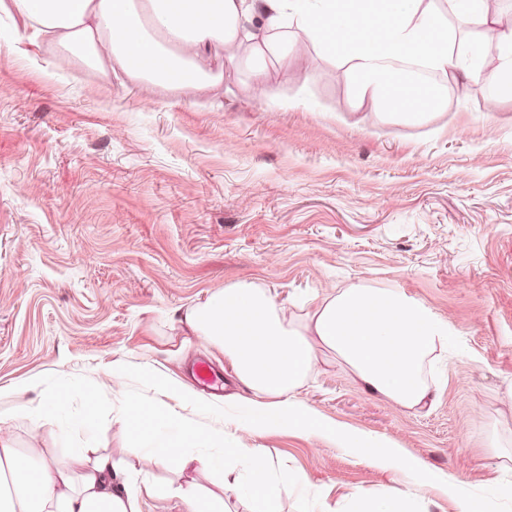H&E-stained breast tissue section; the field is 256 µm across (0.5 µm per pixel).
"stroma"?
Here are the masks:
<instances>
[{
    "mask_svg": "<svg viewBox=\"0 0 512 512\" xmlns=\"http://www.w3.org/2000/svg\"><path fill=\"white\" fill-rule=\"evenodd\" d=\"M0 19V416L16 447L58 463L111 453L142 512H185L193 485L218 491L229 448H262L290 483L281 512H512V101L483 82L450 86L412 124L354 107L344 70L301 45L270 73V96L240 83L224 49L204 68L220 84L171 88L97 80L76 59ZM301 107H293V100ZM275 289L290 317L363 284L398 288L453 332L419 412L365 392L317 352L296 396L322 417L399 448L435 474L380 467L297 429L244 427L227 395L247 388L223 352L181 324L224 286ZM209 365L221 385L198 384ZM66 380L65 392L55 385ZM22 395H14L19 382ZM208 402L195 417L224 432L194 468L156 465L119 417L126 398L163 399L158 382ZM55 399V415L29 412ZM94 411L95 424L81 419Z\"/></svg>",
    "mask_w": 512,
    "mask_h": 512,
    "instance_id": "1",
    "label": "stroma"
}]
</instances>
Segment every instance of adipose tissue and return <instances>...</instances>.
Returning a JSON list of instances; mask_svg holds the SVG:
<instances>
[{"instance_id": "ef3b65f1", "label": "adipose tissue", "mask_w": 512, "mask_h": 512, "mask_svg": "<svg viewBox=\"0 0 512 512\" xmlns=\"http://www.w3.org/2000/svg\"><path fill=\"white\" fill-rule=\"evenodd\" d=\"M0 10L20 19L33 37L48 38L63 53L80 54L103 72L127 81L170 87L214 84L199 64L212 47L233 50L232 61L259 93L269 70L294 47L299 31L312 48L344 67L356 102L419 123L437 109V93L403 68L410 60L452 78L475 76L474 43L447 24L479 19L493 30L501 64L491 80L498 100H512V28H497L485 0H0ZM194 336L219 346L224 360L250 392L251 429H301L355 449L382 467L419 471L398 449H382L354 428L322 418L295 400L310 376L316 347L332 351L366 391L411 411L424 408L431 385L425 364L447 349L446 321L396 288L355 284L321 297L312 311L287 318L260 285L240 281L186 310ZM120 416L136 439L156 449L163 463L183 450L212 448L220 431L199 429L171 407L127 399ZM249 459L248 481L224 472L223 489L247 498L251 512H279L287 474L271 475L259 448H232ZM121 462L99 453L80 471L58 466L40 449L16 448L0 428V512H141L139 498L119 478ZM422 483L433 475L419 471Z\"/></svg>"}]
</instances>
